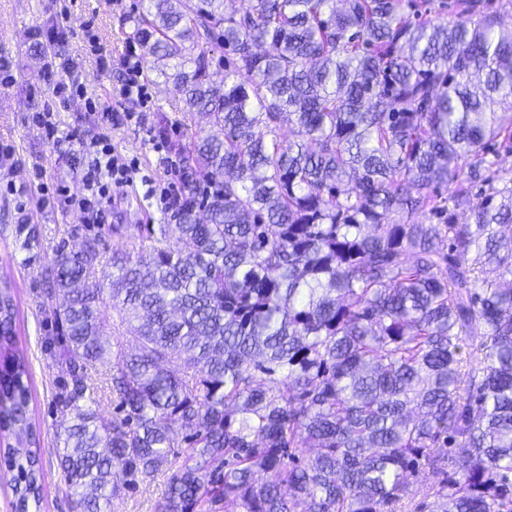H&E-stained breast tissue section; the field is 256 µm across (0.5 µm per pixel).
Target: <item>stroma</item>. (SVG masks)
<instances>
[{
  "label": "stroma",
  "instance_id": "obj_1",
  "mask_svg": "<svg viewBox=\"0 0 512 512\" xmlns=\"http://www.w3.org/2000/svg\"><path fill=\"white\" fill-rule=\"evenodd\" d=\"M138 0H0V57L12 67V85L0 88V142L14 148L12 159L0 166V179L12 188H0V284L8 283L16 304L15 334L18 348L28 357L29 409L40 431L43 463V500L40 512H72L71 496L58 475V434L65 416L57 395L66 378L50 351L45 348L54 330L42 301L45 287L41 270L59 244L78 247L88 230L79 211L48 202L42 183H62L71 193H80L88 159L80 143L96 131L97 117L87 111L83 100L57 106L48 94L41 71L53 56L75 61L78 75L89 96L111 102L119 71H100L83 42L84 26L94 33L111 54L120 60L126 51L144 53L139 42L129 38L125 18ZM67 19L54 47H46L41 30L52 27L59 13ZM152 103L141 122L120 121L112 129V145L124 160L135 162L138 181L112 188V204L106 224L118 225L121 235L104 236L97 279L110 277L108 258L124 235L139 224H163L167 215L162 198L181 185L179 150L192 148L209 126L202 115L182 109V96L173 83L156 72L144 71ZM56 111L60 139L47 141L33 124L35 111ZM44 169L47 179L34 177ZM34 227L41 246L29 252L21 247L18 224Z\"/></svg>",
  "mask_w": 512,
  "mask_h": 512
}]
</instances>
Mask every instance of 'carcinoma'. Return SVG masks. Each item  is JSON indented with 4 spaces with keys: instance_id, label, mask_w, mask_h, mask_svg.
I'll use <instances>...</instances> for the list:
<instances>
[{
    "instance_id": "cac0c4a2",
    "label": "carcinoma",
    "mask_w": 512,
    "mask_h": 512,
    "mask_svg": "<svg viewBox=\"0 0 512 512\" xmlns=\"http://www.w3.org/2000/svg\"><path fill=\"white\" fill-rule=\"evenodd\" d=\"M446 7L142 0L128 18L213 133L109 283L90 280L100 233L43 267L74 512L161 474L156 512H398L428 471V512H512V178L490 159L512 149V31L493 0ZM14 321L3 285L0 459L16 512H40Z\"/></svg>"
}]
</instances>
